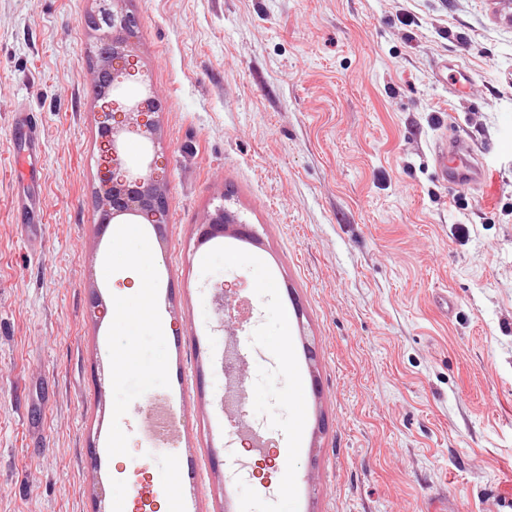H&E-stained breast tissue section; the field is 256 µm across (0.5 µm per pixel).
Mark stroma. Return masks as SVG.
<instances>
[{"instance_id":"stroma-1","label":"stroma","mask_w":512,"mask_h":512,"mask_svg":"<svg viewBox=\"0 0 512 512\" xmlns=\"http://www.w3.org/2000/svg\"><path fill=\"white\" fill-rule=\"evenodd\" d=\"M163 237L100 227L94 0H0V512H494L512 480V0H127ZM472 78L457 93L447 69ZM34 113L40 170L12 162ZM468 143L481 191L443 182ZM260 245L197 244L217 203ZM252 312L236 477L211 287ZM137 318L136 333L126 321ZM314 347L315 361L306 349ZM166 401L178 425L145 450ZM13 134L15 140L23 139L31 148H35V144L38 143V129L34 114L26 112L21 120L16 121ZM437 163L448 183L474 186L485 181L486 173L464 142L446 143L438 152Z\"/></svg>"}]
</instances>
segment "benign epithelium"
<instances>
[{
    "mask_svg": "<svg viewBox=\"0 0 512 512\" xmlns=\"http://www.w3.org/2000/svg\"><path fill=\"white\" fill-rule=\"evenodd\" d=\"M95 61L91 67V84L100 108L98 126L99 186L95 190V210L100 224H150L163 235L168 208V182L155 158L145 157L133 169L124 159L125 141L135 136L153 144L160 127L154 95L136 99L122 93L123 86L138 73L137 61L129 54L128 43L134 35L136 21L123 4L126 0H97ZM233 237L260 243L258 233L242 223L238 216L220 203L198 225L197 243ZM232 286L224 282L213 285L217 327L226 335L224 351L215 361L224 373L226 390L236 402L246 398L245 358L236 339V330L227 325L226 312L231 309Z\"/></svg>",
    "mask_w": 512,
    "mask_h": 512,
    "instance_id": "1",
    "label": "benign epithelium"
}]
</instances>
